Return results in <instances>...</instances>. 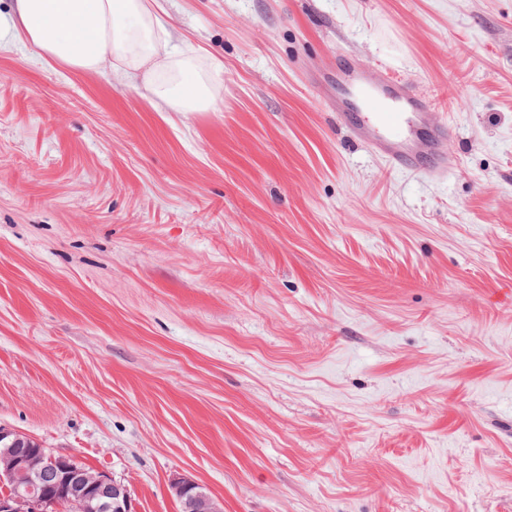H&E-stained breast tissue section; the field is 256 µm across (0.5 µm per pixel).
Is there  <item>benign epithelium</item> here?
Instances as JSON below:
<instances>
[{
	"label": "benign epithelium",
	"mask_w": 512,
	"mask_h": 512,
	"mask_svg": "<svg viewBox=\"0 0 512 512\" xmlns=\"http://www.w3.org/2000/svg\"><path fill=\"white\" fill-rule=\"evenodd\" d=\"M61 475L68 489L81 500V512H135L126 485L103 472L86 474L73 460L40 452L32 457L4 455L0 475L15 483L13 495L0 496V512H18V504L27 502L31 512H39L42 494L35 490L54 475ZM171 495L183 506V512H221L213 499L201 491V485L189 477H179L170 485Z\"/></svg>",
	"instance_id": "obj_1"
}]
</instances>
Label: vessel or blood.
<instances>
[{
	"instance_id": "b4317fda",
	"label": "vessel or blood",
	"mask_w": 512,
	"mask_h": 512,
	"mask_svg": "<svg viewBox=\"0 0 512 512\" xmlns=\"http://www.w3.org/2000/svg\"><path fill=\"white\" fill-rule=\"evenodd\" d=\"M308 82L323 93L335 88L331 103L337 121L391 170L431 178L450 171L454 159L448 142L455 129L406 80L360 67L341 50L335 68L310 76Z\"/></svg>"
}]
</instances>
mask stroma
I'll return each instance as SVG.
<instances>
[{
  "mask_svg": "<svg viewBox=\"0 0 512 512\" xmlns=\"http://www.w3.org/2000/svg\"><path fill=\"white\" fill-rule=\"evenodd\" d=\"M214 110L0 38V425L180 512H512V0H162ZM344 48L456 129L389 171ZM201 488L202 486L199 483L189 477H179L172 481L170 485L171 495L179 501L180 512L222 511L209 495L201 491Z\"/></svg>",
  "mask_w": 512,
  "mask_h": 512,
  "instance_id": "1",
  "label": "stroma"
}]
</instances>
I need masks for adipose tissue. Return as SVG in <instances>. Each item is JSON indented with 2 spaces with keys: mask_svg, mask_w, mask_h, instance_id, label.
<instances>
[{
  "mask_svg": "<svg viewBox=\"0 0 512 512\" xmlns=\"http://www.w3.org/2000/svg\"><path fill=\"white\" fill-rule=\"evenodd\" d=\"M14 27L46 58L82 72L111 63L163 112H207L218 97L199 54L172 45L156 0H12Z\"/></svg>",
  "mask_w": 512,
  "mask_h": 512,
  "instance_id": "1",
  "label": "adipose tissue"
}]
</instances>
